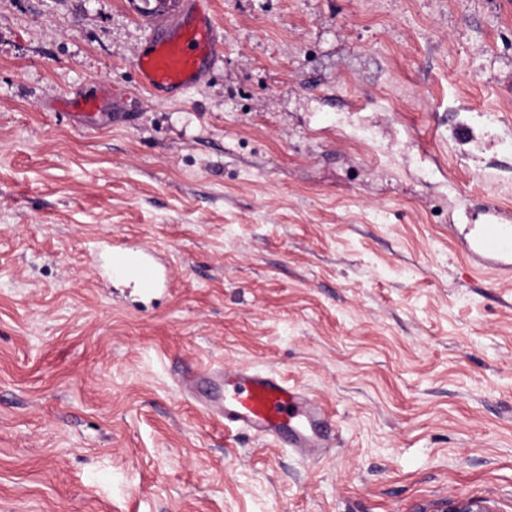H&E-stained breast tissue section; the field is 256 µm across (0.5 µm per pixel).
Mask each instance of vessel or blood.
<instances>
[{
    "mask_svg": "<svg viewBox=\"0 0 512 512\" xmlns=\"http://www.w3.org/2000/svg\"><path fill=\"white\" fill-rule=\"evenodd\" d=\"M200 0H183L179 12L152 28L148 48L136 54L140 86L151 93L177 92L206 78L220 47L212 16L196 13ZM465 251L473 262L498 259L501 272L512 274V224L501 216L464 230ZM95 257L106 258L113 278H132L144 291L160 283L158 251L147 243L105 250L96 245ZM225 426L241 428L265 440L301 451L324 447L328 419L324 408L308 393L274 372L242 367L224 374V389L216 399Z\"/></svg>",
    "mask_w": 512,
    "mask_h": 512,
    "instance_id": "vessel-or-blood-1",
    "label": "vessel or blood"
}]
</instances>
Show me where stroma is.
<instances>
[{"mask_svg": "<svg viewBox=\"0 0 512 512\" xmlns=\"http://www.w3.org/2000/svg\"><path fill=\"white\" fill-rule=\"evenodd\" d=\"M211 3L208 81L159 96L142 0H0V512H512V278L459 240L512 215V0ZM112 86L131 122L84 117ZM102 238L174 291L100 282ZM247 366L327 448L183 387ZM217 396L211 403L220 407L225 427L248 430L295 451L326 448L323 406L272 371L224 370V389Z\"/></svg>", "mask_w": 512, "mask_h": 512, "instance_id": "35a3bbf8", "label": "stroma"}]
</instances>
